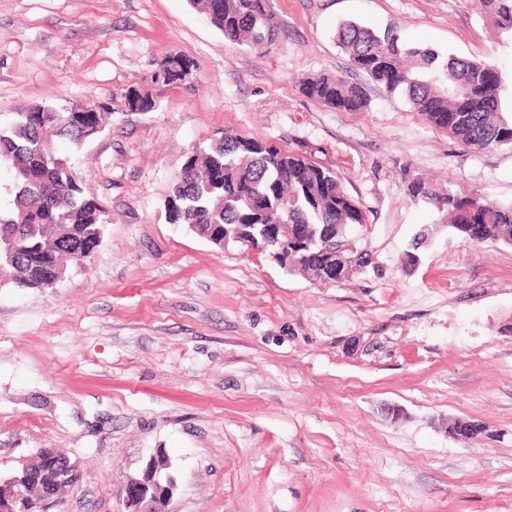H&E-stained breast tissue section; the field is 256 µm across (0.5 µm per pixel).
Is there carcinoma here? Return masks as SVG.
<instances>
[{"mask_svg": "<svg viewBox=\"0 0 512 512\" xmlns=\"http://www.w3.org/2000/svg\"><path fill=\"white\" fill-rule=\"evenodd\" d=\"M224 37L254 50L274 44L279 23L269 0H190ZM480 10L500 33L512 38V0H478ZM338 46L353 69L390 94L403 95L431 125L447 131L463 147L489 150L512 147V98L497 67L452 55L441 59L432 49L409 45L395 26L382 32L354 22L339 27ZM163 85L183 83L192 63L165 61ZM304 94L345 111L367 105L364 86L345 76H319L303 82ZM150 112L155 100L130 88L97 103L74 122L70 108L35 104L0 126V165L13 174L9 207H0V279L22 288L37 285L38 272L58 262L81 267L99 245L107 223L98 202L76 180L71 157L56 151L68 140L73 151L110 125L117 105ZM409 195L448 215V228L467 244L511 243L512 201L490 198L480 190L458 193L418 181ZM169 224H193L195 234L222 248L213 233L228 224L336 225L337 238L366 223L362 208L336 174L298 154L255 137L226 134L183 164L164 204Z\"/></svg>", "mask_w": 512, "mask_h": 512, "instance_id": "cac0c4a2", "label": "carcinoma"}]
</instances>
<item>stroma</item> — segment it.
<instances>
[{"label":"stroma","instance_id":"1","mask_svg":"<svg viewBox=\"0 0 512 512\" xmlns=\"http://www.w3.org/2000/svg\"><path fill=\"white\" fill-rule=\"evenodd\" d=\"M270 2L282 36L257 52L188 0H0L1 122L130 87L157 102L119 108L73 159L109 217L92 260L45 288L0 281V473L52 448L82 476L51 512H119L161 449L172 512H512V245L464 244L408 194L511 200L512 148L462 147L351 70L335 33L394 24L492 60L509 87L512 40L475 0ZM171 57L193 63L190 87L154 83ZM323 73L364 84L366 107L308 98ZM225 132L332 170L371 264L315 283L166 223L187 157ZM460 419L483 433L454 439Z\"/></svg>","mask_w":512,"mask_h":512}]
</instances>
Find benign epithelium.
Returning <instances> with one entry per match:
<instances>
[{
	"label": "benign epithelium",
	"mask_w": 512,
	"mask_h": 512,
	"mask_svg": "<svg viewBox=\"0 0 512 512\" xmlns=\"http://www.w3.org/2000/svg\"><path fill=\"white\" fill-rule=\"evenodd\" d=\"M235 242L253 256L275 261L281 268L291 267L288 254L273 250V242L263 229L254 224H237L224 229V243ZM356 247L324 242L320 247V266L333 267L337 277L343 279L357 270L343 252ZM44 468L34 469L29 465L7 475H0V512H50L59 498L57 485L63 480L79 477V467L71 458L59 455L52 448L39 451ZM177 484L171 472V462L161 451L152 455L138 477L128 480L121 512H170Z\"/></svg>",
	"instance_id": "obj_1"
}]
</instances>
